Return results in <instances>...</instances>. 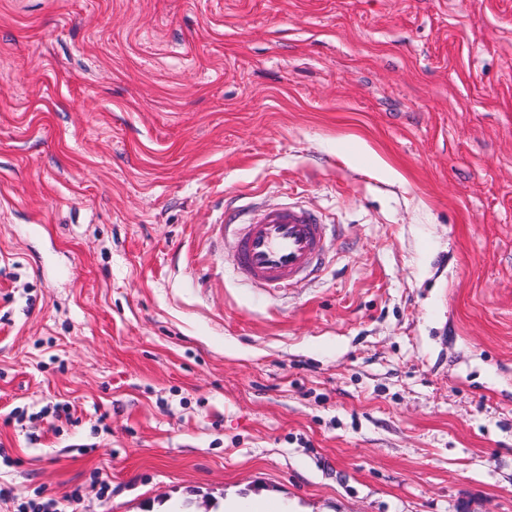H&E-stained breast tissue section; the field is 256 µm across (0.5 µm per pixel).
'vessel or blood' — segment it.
<instances>
[{"instance_id":"vessel-or-blood-1","label":"vessel or blood","mask_w":512,"mask_h":512,"mask_svg":"<svg viewBox=\"0 0 512 512\" xmlns=\"http://www.w3.org/2000/svg\"><path fill=\"white\" fill-rule=\"evenodd\" d=\"M239 211L224 221L240 224ZM241 229L234 262L246 280L266 288H284L321 265L326 227L320 218L297 207L258 210Z\"/></svg>"}]
</instances>
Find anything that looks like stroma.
<instances>
[{
	"label": "stroma",
	"mask_w": 512,
	"mask_h": 512,
	"mask_svg": "<svg viewBox=\"0 0 512 512\" xmlns=\"http://www.w3.org/2000/svg\"><path fill=\"white\" fill-rule=\"evenodd\" d=\"M328 226L232 272L224 209ZM512 512V0H0V512ZM241 229L234 262L246 280L266 288H285L321 265L325 224L297 207L259 209Z\"/></svg>",
	"instance_id": "1"
}]
</instances>
